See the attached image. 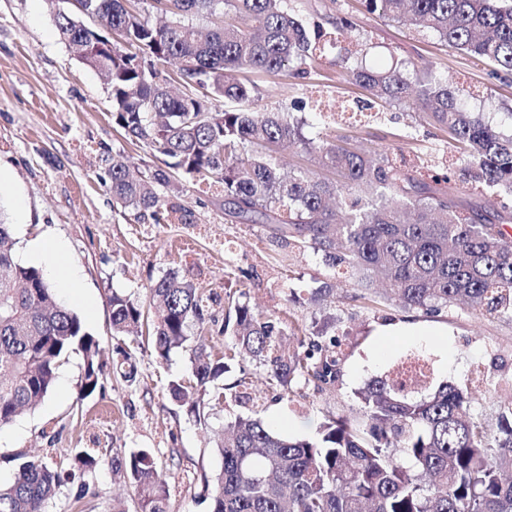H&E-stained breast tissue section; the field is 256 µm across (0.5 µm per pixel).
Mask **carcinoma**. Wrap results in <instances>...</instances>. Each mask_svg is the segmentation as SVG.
<instances>
[{"mask_svg": "<svg viewBox=\"0 0 512 512\" xmlns=\"http://www.w3.org/2000/svg\"><path fill=\"white\" fill-rule=\"evenodd\" d=\"M385 20L419 26L468 57L512 75V0H364ZM285 0H152L164 18L156 25L128 0H84L97 24L89 29L59 14L61 39L85 64L105 74L113 123L165 167L134 176L119 159L106 173L117 206L155 224H192L191 209L176 202L180 186L170 170L224 192V219L259 224L294 254L319 255L325 266L360 291L370 309L395 306L437 316L463 303L475 314L512 318V133L505 134L467 107L470 91L431 74L401 68L351 69L352 53L337 54L344 79L377 99L420 108L466 155L461 185L477 184L499 209L462 203L457 187L432 189L388 157L376 160L335 138L303 133L306 103L292 112H259L261 90L237 74L268 75L308 65L345 41L353 23L326 32L308 26ZM222 20L206 32L199 15ZM110 31L112 52L97 50L93 34ZM179 62L161 76L157 65ZM224 108L208 105V96ZM296 146L338 179L310 170L283 172L272 159ZM166 188V193L157 187ZM149 309L123 293L108 298L117 336H143L167 360L189 352L190 375L168 383L177 403L196 412L231 400L260 406L246 369L221 379L235 362L262 373L265 396L290 398L292 381L330 390L342 376L336 352V316L303 330L295 350H284L286 321L254 313L243 290L204 294L177 269L149 289ZM336 285L321 281L308 302L332 304ZM224 302L222 334L211 344L210 312ZM82 355L81 397L101 387L104 351L74 311L60 305L41 271L19 263L12 227L0 221V426L36 409L51 392L57 370ZM116 372L136 379L128 353ZM356 414L329 418L315 439L284 435L254 412L227 424L216 450L219 469L204 477L212 512H512V405L491 428L469 411L471 394L443 382L419 397L385 378L358 394ZM11 483L0 486V512H47L65 475L41 459L15 457ZM112 472L131 481L138 512H168L170 491L147 449L112 456Z\"/></svg>", "mask_w": 512, "mask_h": 512, "instance_id": "carcinoma-1", "label": "carcinoma"}]
</instances>
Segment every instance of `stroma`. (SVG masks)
<instances>
[{"label":"stroma","instance_id":"35a3bbf8","mask_svg":"<svg viewBox=\"0 0 512 512\" xmlns=\"http://www.w3.org/2000/svg\"><path fill=\"white\" fill-rule=\"evenodd\" d=\"M292 4L310 24L350 19L364 65L405 61L463 83L471 92L472 111L502 130L512 129L505 115L512 107V76L496 77L491 66L442 44L429 30L380 19L362 0ZM74 11L70 0H0V167L9 176L7 189L0 191V213L12 226L16 255L45 234L67 244L69 260L82 271L84 298L68 300L59 288L57 299L81 317L103 348L130 353L137 375L129 383L105 371L100 389L82 399L83 360L71 354L43 404L0 427V484L11 481L15 454L56 463L68 460L71 449L87 448L98 458L97 468L65 481L48 512H113L117 502L125 512H136L138 494L113 477L111 460L146 449L168 476L170 512H211L201 476L220 465L218 432L249 409L229 402L204 410L198 420L188 415L166 391L169 379L188 373V352L163 362L134 337L114 335L107 298L118 291L145 300L149 285L171 268L220 292L234 286L238 268L244 267L253 273L247 284L252 307L305 326L321 312L290 302V294L314 288L326 269L310 253L287 265L284 248L263 227L225 223L217 188L186 177L178 201L193 211L194 223L138 221L114 207L104 157L138 166L146 153L113 124L102 74L61 40L56 16ZM250 79L262 89L259 109L283 111L306 99V136L323 130L366 154L386 152L424 183L449 173L461 159L447 134L421 111L379 101L376 117L353 114L355 102L367 94L342 79L332 58L309 66L303 76L254 73ZM18 197L28 212L22 225L14 205ZM403 326L412 328L413 336L389 338V331ZM336 338L344 364L335 389L320 393L294 385L292 400L265 403L261 415L267 423L293 437H314L326 416L355 411L357 391L372 378L389 376L394 361L411 352L430 360L435 381L471 388L469 412L486 424L495 425L499 407L512 403L511 320L475 316L457 306L436 317L395 307L376 312L354 290L341 289ZM82 484L87 491L79 500L75 494Z\"/></svg>","mask_w":512,"mask_h":512}]
</instances>
